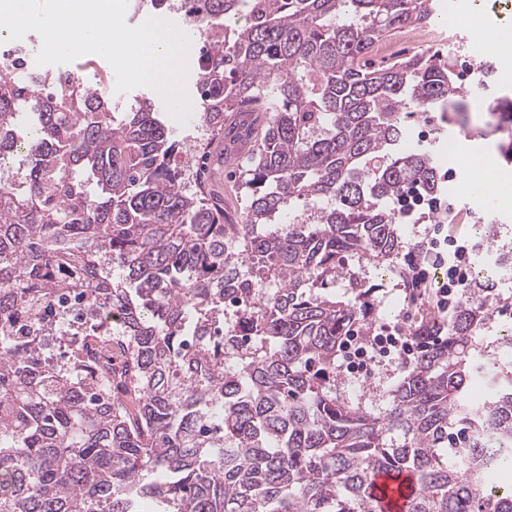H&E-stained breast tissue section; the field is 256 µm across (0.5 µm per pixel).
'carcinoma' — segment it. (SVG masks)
<instances>
[{
	"label": "carcinoma",
	"mask_w": 512,
	"mask_h": 512,
	"mask_svg": "<svg viewBox=\"0 0 512 512\" xmlns=\"http://www.w3.org/2000/svg\"><path fill=\"white\" fill-rule=\"evenodd\" d=\"M185 2L206 31L199 119L251 146L238 224L179 181L150 99L117 122L70 71L0 72V164L27 159L23 193L0 176V512H378L376 476L405 472L408 512H512V482L484 480L512 473V359L473 347L489 296L413 328L422 352L384 413L336 395L339 344L372 320V289L327 292L338 260L398 252L385 202L440 185L404 115L461 96L438 54L364 60L431 22L433 0ZM302 199L319 206L281 223ZM84 294L121 330L110 396L105 366L80 359L96 334L46 321Z\"/></svg>",
	"instance_id": "1"
}]
</instances>
